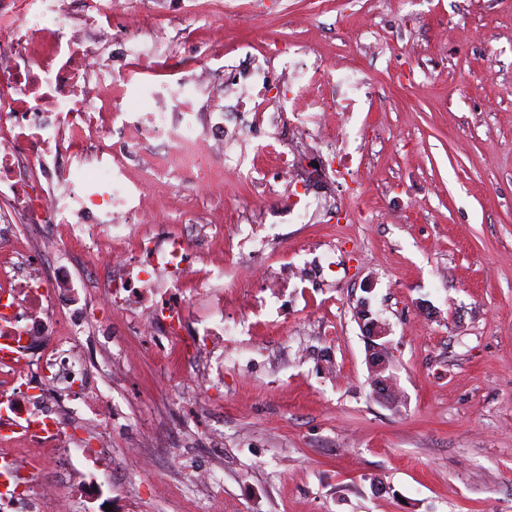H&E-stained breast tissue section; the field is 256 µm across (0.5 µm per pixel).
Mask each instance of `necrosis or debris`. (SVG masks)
<instances>
[{"label": "necrosis or debris", "instance_id": "1", "mask_svg": "<svg viewBox=\"0 0 512 512\" xmlns=\"http://www.w3.org/2000/svg\"><path fill=\"white\" fill-rule=\"evenodd\" d=\"M86 24L66 11L62 0H0V28L8 33L0 44V204L16 206L25 223L51 225L40 241L42 252L63 258L79 249L90 268L111 271L100 295L125 316L134 335L152 343L183 341L198 359L196 401L206 407L213 390L223 388L224 364L232 359L226 338L250 332L247 321L230 323L224 316L223 265L212 262L193 231L163 241L145 232V225L163 223L164 217L142 208L140 185L122 187V164L75 173L64 198L51 195L43 183L52 174L50 157L65 148L66 134H85L94 141L102 135L92 118L106 105L101 92L106 76L91 66L96 49ZM330 78L329 72L316 70L290 82L289 103L302 102L306 108L283 115L296 139L321 129L326 151L317 160L288 150L273 133L257 143L278 158L273 176L258 172L244 158L224 159L238 178L263 191L288 190L292 211L304 204L293 191L301 182L337 183L348 176L357 184L365 182L367 141L363 134L349 138L343 131L355 126L357 113L371 111L373 94L358 78L351 92L318 102L312 91ZM269 103V97H260L229 122L216 115L196 135L188 99L176 102L177 119L166 122L145 112L136 125L177 152L195 141L190 163L202 184L214 143L263 128ZM224 230V225H209L208 236L226 242L237 284L287 287L282 271L255 259L265 242L260 227L231 239ZM105 239L110 242L106 248L101 245ZM189 284L206 296L202 310H195L187 295ZM192 314L197 327L187 336L183 330ZM95 317L93 305L62 273L49 279L17 277L0 288V512H104L112 501L111 478L99 476L101 451L77 435L66 406L77 401L80 411L95 420L98 437L110 436L112 397L91 382L79 341Z\"/></svg>", "mask_w": 512, "mask_h": 512}]
</instances>
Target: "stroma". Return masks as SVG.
<instances>
[{
	"instance_id": "stroma-1",
	"label": "stroma",
	"mask_w": 512,
	"mask_h": 512,
	"mask_svg": "<svg viewBox=\"0 0 512 512\" xmlns=\"http://www.w3.org/2000/svg\"><path fill=\"white\" fill-rule=\"evenodd\" d=\"M276 32L307 63L364 64L375 109L360 115L370 180L350 205L344 187L322 195L351 207L337 224L289 216L273 232V266L303 268L283 297L266 295L252 335L206 412L190 411L193 361L113 333L99 377L126 413L113 424L112 512H512V0H114L102 56L118 77L100 112L109 154L78 142L59 159L91 170L121 157L150 177L143 207L185 224H238L287 208L262 196L212 154V181L195 184L163 141L126 143L145 105L137 87L175 85L202 59L248 65ZM161 47L136 70L124 32ZM335 241L333 270L309 272ZM390 330L401 395L372 394L356 312ZM138 349L134 367L115 353ZM224 432L215 454L204 434ZM178 447L139 473L137 433ZM214 467L220 487H192V466Z\"/></svg>"
}]
</instances>
